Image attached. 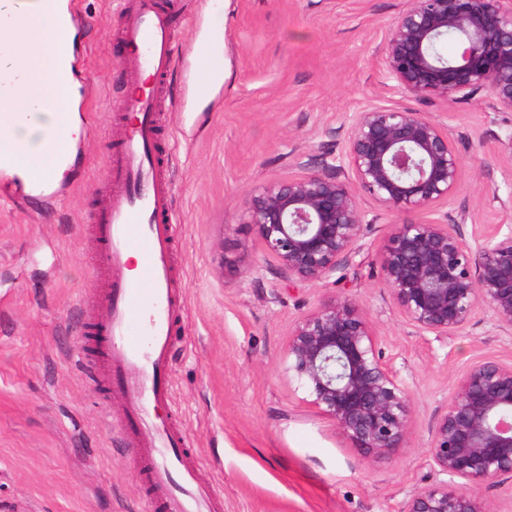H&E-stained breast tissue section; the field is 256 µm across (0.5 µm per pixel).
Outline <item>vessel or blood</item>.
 <instances>
[{"label": "vessel or blood", "instance_id": "vessel-or-blood-1", "mask_svg": "<svg viewBox=\"0 0 512 512\" xmlns=\"http://www.w3.org/2000/svg\"><path fill=\"white\" fill-rule=\"evenodd\" d=\"M127 15L122 37L136 53V73L151 76L152 81L137 89L132 108L139 114L138 122L125 134L111 161L117 185L96 207L95 234L107 290L92 319L96 357L78 359L77 365L95 385L129 399L130 442L143 451L153 512H217V496L189 463L184 437L153 416L154 405L170 397L166 373L180 297L171 263L175 234L171 188L154 170L155 80L174 64L175 30L156 0H127ZM223 80L219 52L197 53L192 61L191 96L209 100ZM79 94L80 101H73L64 83L49 102V109L59 115L51 143L63 145L64 127L73 113L82 111L81 101L90 91L83 86ZM21 163L20 155L0 151V181L13 187L19 198L44 205L63 195L62 185L53 179H22L17 173ZM133 253L140 259L134 275L127 271V258Z\"/></svg>", "mask_w": 512, "mask_h": 512}]
</instances>
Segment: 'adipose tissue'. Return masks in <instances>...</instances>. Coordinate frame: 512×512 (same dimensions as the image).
<instances>
[{
    "label": "adipose tissue",
    "instance_id": "obj_1",
    "mask_svg": "<svg viewBox=\"0 0 512 512\" xmlns=\"http://www.w3.org/2000/svg\"><path fill=\"white\" fill-rule=\"evenodd\" d=\"M69 45L64 24L52 10L19 11L11 0H0V71L21 75L12 95H0V128H6L10 141L21 144L25 154L35 159L29 172L36 178H57L64 172L51 160L48 134L57 124V115L47 104L66 78ZM18 110L29 116L20 127L11 123L12 113Z\"/></svg>",
    "mask_w": 512,
    "mask_h": 512
}]
</instances>
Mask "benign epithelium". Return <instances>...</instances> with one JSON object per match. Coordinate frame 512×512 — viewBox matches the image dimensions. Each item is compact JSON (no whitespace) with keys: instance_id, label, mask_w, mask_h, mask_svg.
<instances>
[{"instance_id":"obj_1","label":"benign epithelium","mask_w":512,"mask_h":512,"mask_svg":"<svg viewBox=\"0 0 512 512\" xmlns=\"http://www.w3.org/2000/svg\"><path fill=\"white\" fill-rule=\"evenodd\" d=\"M452 35L458 53L434 47ZM389 75L422 102L487 93L512 112V0H410L386 35ZM301 172L246 199L248 223L288 278L313 282L357 254L370 224L354 195L360 185L390 212L427 211L459 188L462 161L448 126L420 112L370 106L351 117L344 153L309 154ZM467 215L394 225L382 255L384 283L403 317L438 336H455L481 305L512 331V226L476 224ZM368 313L334 295L300 318L288 334V372L310 404L354 448L379 458L402 448L411 400L382 360ZM441 474L480 485L512 473V361L473 363L458 379L430 446ZM401 512H490L473 493L441 481L413 495Z\"/></svg>"}]
</instances>
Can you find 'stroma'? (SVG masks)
Wrapping results in <instances>:
<instances>
[{
    "instance_id": "35a3bbf8",
    "label": "stroma",
    "mask_w": 512,
    "mask_h": 512,
    "mask_svg": "<svg viewBox=\"0 0 512 512\" xmlns=\"http://www.w3.org/2000/svg\"><path fill=\"white\" fill-rule=\"evenodd\" d=\"M180 16L176 64L163 83L158 167L176 219L183 293L173 339L171 398L156 420L176 426L222 512H401L441 482L433 430L469 365L512 360V335L480 307L459 335L419 330L383 282L382 255L404 215L354 193L375 222L352 263L314 282L280 273L248 224L244 199L295 173L301 157L340 155L349 117L370 105L427 112L447 124L463 161L459 189L438 206L473 224H511L512 160L497 149L512 112L486 95L422 103L398 88L382 45L408 0H165ZM82 44L96 96L86 114L84 177L54 208L0 189V512H150L124 399L105 402L76 367L74 332L103 286L91 227L128 129L124 0H84ZM223 40L224 86L189 95L197 29ZM335 294L370 316L378 349L412 401L400 450L364 456L321 415L287 371L288 332Z\"/></svg>"
}]
</instances>
